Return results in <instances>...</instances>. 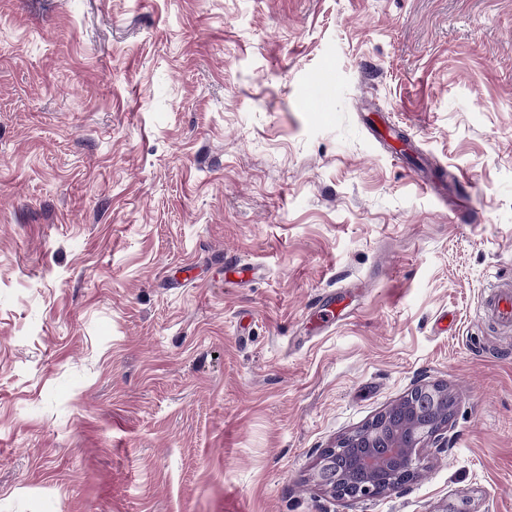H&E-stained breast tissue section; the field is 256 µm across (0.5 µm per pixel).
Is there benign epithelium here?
I'll return each instance as SVG.
<instances>
[{
	"mask_svg": "<svg viewBox=\"0 0 512 512\" xmlns=\"http://www.w3.org/2000/svg\"><path fill=\"white\" fill-rule=\"evenodd\" d=\"M455 397L441 384H423L324 450L316 479L347 501L387 494L415 481L422 451L446 442Z\"/></svg>",
	"mask_w": 512,
	"mask_h": 512,
	"instance_id": "7a95c632",
	"label": "benign epithelium"
}]
</instances>
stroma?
<instances>
[{
	"label": "stroma",
	"instance_id": "obj_1",
	"mask_svg": "<svg viewBox=\"0 0 512 512\" xmlns=\"http://www.w3.org/2000/svg\"><path fill=\"white\" fill-rule=\"evenodd\" d=\"M509 276L512 0H0V512H512ZM484 300L485 319L499 330H512V282L498 281ZM455 397L441 384L416 386L356 431L323 452L316 479L332 495L347 501L387 494L415 481L424 448H443ZM355 448L357 477L338 458Z\"/></svg>",
	"mask_w": 512,
	"mask_h": 512
}]
</instances>
